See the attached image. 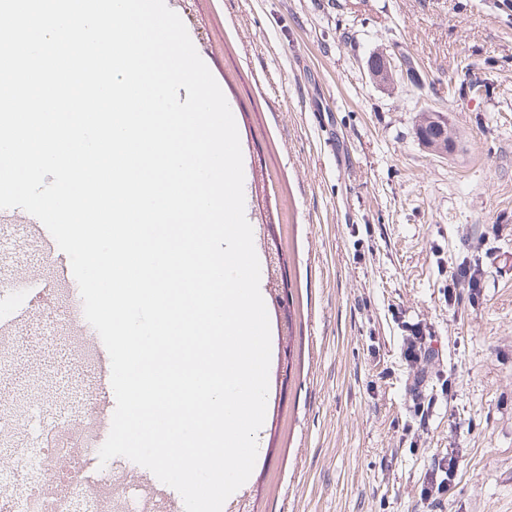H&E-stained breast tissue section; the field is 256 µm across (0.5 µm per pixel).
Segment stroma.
<instances>
[{
  "label": "stroma",
  "instance_id": "35a3bbf8",
  "mask_svg": "<svg viewBox=\"0 0 512 512\" xmlns=\"http://www.w3.org/2000/svg\"><path fill=\"white\" fill-rule=\"evenodd\" d=\"M234 115L271 331L267 409L247 482L222 512H512V0H184ZM408 58L413 81L375 83L367 60ZM492 83L476 99L468 78ZM457 134L448 158L417 137L422 112ZM481 262L477 298L448 273ZM46 271L16 228L0 264ZM287 282L288 308L273 286ZM10 334L16 392L57 369L96 380L60 302ZM438 353L401 357L407 325ZM437 401L427 421L415 394ZM455 486L422 500L442 458Z\"/></svg>",
  "mask_w": 512,
  "mask_h": 512
}]
</instances>
